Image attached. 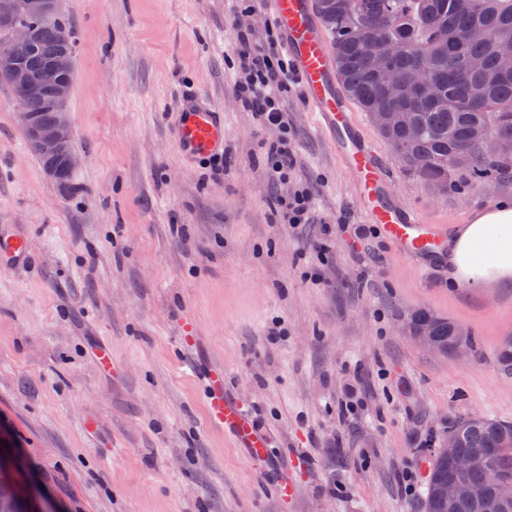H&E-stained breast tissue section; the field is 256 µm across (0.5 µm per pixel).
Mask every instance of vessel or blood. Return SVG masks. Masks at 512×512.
Returning a JSON list of instances; mask_svg holds the SVG:
<instances>
[{"instance_id":"b4317fda","label":"vessel or blood","mask_w":512,"mask_h":512,"mask_svg":"<svg viewBox=\"0 0 512 512\" xmlns=\"http://www.w3.org/2000/svg\"><path fill=\"white\" fill-rule=\"evenodd\" d=\"M305 97L316 114L320 129L328 137L346 168L354 175L359 198L367 201L365 215L408 259L418 263L423 276H431L425 264L426 250H440L448 236L441 224H428L414 208L399 201L388 186L383 160L363 133L350 101L334 75L333 56L322 27L312 12L310 0H268ZM182 150L194 157L213 154L224 145V126L216 113L202 105L187 109L178 128ZM30 246L25 234L0 230V261L26 262ZM212 392L207 413L224 427L249 455L263 446V431L233 403L225 400L221 377L211 378Z\"/></svg>"}]
</instances>
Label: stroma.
I'll use <instances>...</instances> for the list:
<instances>
[{"mask_svg": "<svg viewBox=\"0 0 512 512\" xmlns=\"http://www.w3.org/2000/svg\"><path fill=\"white\" fill-rule=\"evenodd\" d=\"M230 7L60 0L77 42L67 110L81 161L68 196L0 80V226L26 231L33 253L0 267V438L58 512H424L449 423H512V374L496 359L512 288L424 279L364 222L297 79L280 91L287 131L260 126L235 93L237 50L275 20L260 0ZM188 99L223 119V167L184 159ZM357 118L427 221L464 224L512 196V173L432 189ZM285 135L295 164L275 182L265 148ZM300 187L315 221L293 226L280 200ZM419 309L466 327L469 355L421 347L403 327ZM189 317L195 347L180 339ZM100 343L111 371L90 351ZM202 364L223 370L268 432L265 461L209 421ZM284 476L286 497L270 490Z\"/></svg>", "mask_w": 512, "mask_h": 512, "instance_id": "35a3bbf8", "label": "stroma"}]
</instances>
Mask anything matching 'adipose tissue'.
Returning <instances> with one entry per match:
<instances>
[{"mask_svg": "<svg viewBox=\"0 0 512 512\" xmlns=\"http://www.w3.org/2000/svg\"><path fill=\"white\" fill-rule=\"evenodd\" d=\"M449 284L512 286V199H500L456 225L442 259Z\"/></svg>", "mask_w": 512, "mask_h": 512, "instance_id": "obj_1", "label": "adipose tissue"}]
</instances>
